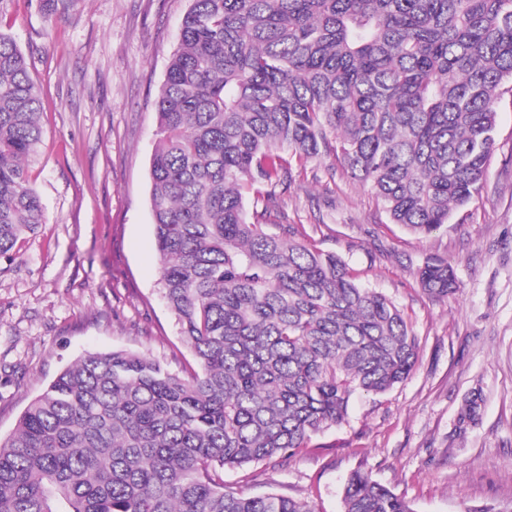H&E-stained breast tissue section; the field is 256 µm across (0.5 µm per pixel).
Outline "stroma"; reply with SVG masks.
I'll return each mask as SVG.
<instances>
[{"instance_id": "stroma-1", "label": "stroma", "mask_w": 512, "mask_h": 512, "mask_svg": "<svg viewBox=\"0 0 512 512\" xmlns=\"http://www.w3.org/2000/svg\"><path fill=\"white\" fill-rule=\"evenodd\" d=\"M189 0H0V32L25 54L42 98L29 178L46 222L0 272V436L70 361L128 350L178 371L192 356L159 291L149 166L155 100ZM275 196L269 230L301 224L358 281L390 297L419 343L413 371L383 394L356 392L345 421L284 458L225 471L249 496L276 492L343 512L350 473L414 512H512V96L497 104L484 188L428 236L390 223L344 172L313 162ZM456 293L429 297L427 261ZM476 424L456 430L466 397ZM419 277L421 287L432 297L448 298L457 290L453 269L441 260L428 261L420 271Z\"/></svg>"}]
</instances>
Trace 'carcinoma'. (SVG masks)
<instances>
[{
  "label": "carcinoma",
  "mask_w": 512,
  "mask_h": 512,
  "mask_svg": "<svg viewBox=\"0 0 512 512\" xmlns=\"http://www.w3.org/2000/svg\"><path fill=\"white\" fill-rule=\"evenodd\" d=\"M512 0H190L156 101L159 283L193 363L86 353L0 438V512H316L224 487L226 468L308 447L418 344L386 294L304 240L250 221L244 193L339 162L394 224L430 235L475 200L512 86ZM39 90L0 32V259L46 223L27 163ZM456 292L448 263L420 271ZM464 400L459 432L479 418ZM344 512H413L361 472Z\"/></svg>",
  "instance_id": "1"
}]
</instances>
